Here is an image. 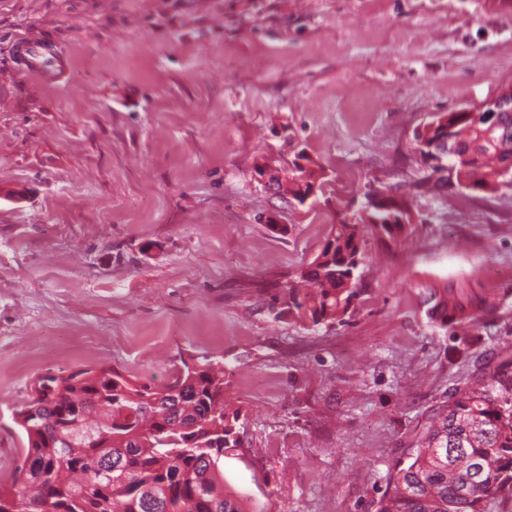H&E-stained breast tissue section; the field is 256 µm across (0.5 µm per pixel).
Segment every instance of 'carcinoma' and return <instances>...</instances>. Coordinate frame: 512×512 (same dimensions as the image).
<instances>
[{"instance_id": "carcinoma-1", "label": "carcinoma", "mask_w": 512, "mask_h": 512, "mask_svg": "<svg viewBox=\"0 0 512 512\" xmlns=\"http://www.w3.org/2000/svg\"><path fill=\"white\" fill-rule=\"evenodd\" d=\"M464 146L446 155L466 188L494 193L512 148L476 123L470 112H443ZM278 193L302 204L324 168L294 164ZM370 185L354 211L340 216L319 255L288 283L280 316L306 327L342 323L358 299L356 272L365 255L364 231L398 246L412 234L407 195ZM431 317L445 328H473L495 303L463 281L427 285ZM237 417L224 410V368L182 361L173 381L138 384L114 369L49 374L15 417L27 447L9 484L0 483V512H243L224 484V450L238 447ZM393 476L376 512H488L490 500H512V361L472 376L434 410Z\"/></svg>"}]
</instances>
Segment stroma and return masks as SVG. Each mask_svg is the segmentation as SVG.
I'll return each instance as SVG.
<instances>
[{
    "label": "stroma",
    "mask_w": 512,
    "mask_h": 512,
    "mask_svg": "<svg viewBox=\"0 0 512 512\" xmlns=\"http://www.w3.org/2000/svg\"><path fill=\"white\" fill-rule=\"evenodd\" d=\"M31 30L57 80L14 71ZM510 84L512 0H0V480L39 377L162 386L191 358L224 365V480L247 512H376L432 411L512 357V299L454 338L421 297L512 289V191L415 197L408 240L368 237L344 323L271 298L338 201L424 177L418 125ZM302 147L329 175L310 207L255 171Z\"/></svg>",
    "instance_id": "stroma-1"
}]
</instances>
